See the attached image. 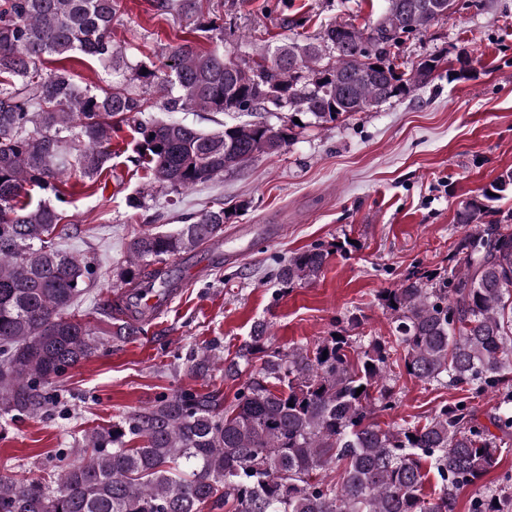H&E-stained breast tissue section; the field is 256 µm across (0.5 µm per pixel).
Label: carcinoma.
Here are the masks:
<instances>
[{"label": "carcinoma", "instance_id": "1", "mask_svg": "<svg viewBox=\"0 0 512 512\" xmlns=\"http://www.w3.org/2000/svg\"><path fill=\"white\" fill-rule=\"evenodd\" d=\"M406 2L385 0L368 32L334 23L313 40L290 39L246 59L224 53V25L205 19L203 0H154L156 15L216 33L207 51L182 39L162 73L149 59L128 64L112 41L123 0H0L1 413L47 408L56 378L97 349L70 312L90 284L91 262L59 249L56 238L68 203L62 186L112 167V132L129 126L130 162L148 173L151 189L173 193L286 150L296 115L320 126L407 97L431 82L440 59L401 71L392 48L441 15ZM77 54L99 62L110 80L81 87L67 66ZM48 56L55 68L45 73ZM134 82L158 89L159 104L127 89ZM154 110L169 116H145ZM172 112L245 119L207 133ZM36 189L58 205L33 202ZM509 192L511 169L457 210L470 230L447 267L412 270L381 294L392 337L362 344L353 316L336 335L285 351L267 344V324L258 323L224 362L231 379L261 360L230 404L218 391L160 395L86 436L55 492L0 473V512H202L218 502L225 512H455L457 491L512 448V214L485 220L487 202ZM228 219L218 202L173 232L132 237L116 287H171L160 264L214 240ZM327 257L319 247L296 253L275 279L310 283ZM214 365L207 352L191 356L197 376ZM395 366L424 384L475 397L497 389L502 398L485 423L463 400L423 423L383 428L374 415L395 405ZM334 464L343 467L338 486L323 477ZM430 471L438 491L426 494ZM471 510L512 512V496L483 493Z\"/></svg>", "mask_w": 512, "mask_h": 512}]
</instances>
